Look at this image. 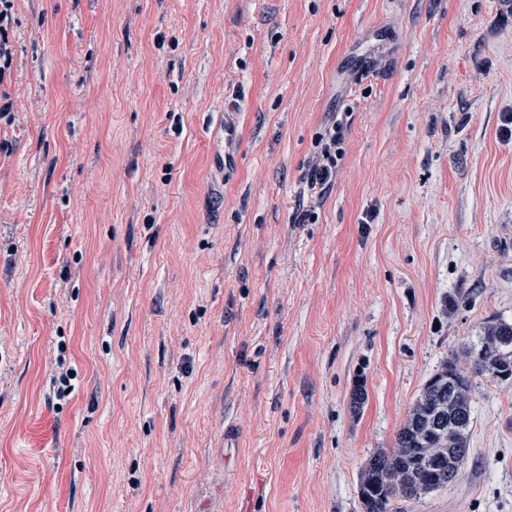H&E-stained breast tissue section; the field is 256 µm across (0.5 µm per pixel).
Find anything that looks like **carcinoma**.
Wrapping results in <instances>:
<instances>
[{"mask_svg": "<svg viewBox=\"0 0 512 512\" xmlns=\"http://www.w3.org/2000/svg\"><path fill=\"white\" fill-rule=\"evenodd\" d=\"M508 360L512 361V323L499 320L483 328L478 344L463 347L441 364L423 385L399 429L397 450H377L364 463L359 478L363 512H398V496L387 483V477L398 471L423 486L418 498L441 489L421 449L446 442L448 451L462 448L464 455L470 454L472 379L511 380L512 371L505 372Z\"/></svg>", "mask_w": 512, "mask_h": 512, "instance_id": "carcinoma-1", "label": "carcinoma"}]
</instances>
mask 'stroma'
<instances>
[{
    "mask_svg": "<svg viewBox=\"0 0 512 512\" xmlns=\"http://www.w3.org/2000/svg\"><path fill=\"white\" fill-rule=\"evenodd\" d=\"M8 47L0 512H362L426 380L512 322V0H12ZM472 397L403 512H512V383ZM346 131L345 117L341 116L317 133L314 154L304 176V183L311 196L321 197L336 177L339 162L345 153L343 145Z\"/></svg>",
    "mask_w": 512,
    "mask_h": 512,
    "instance_id": "1",
    "label": "stroma"
}]
</instances>
